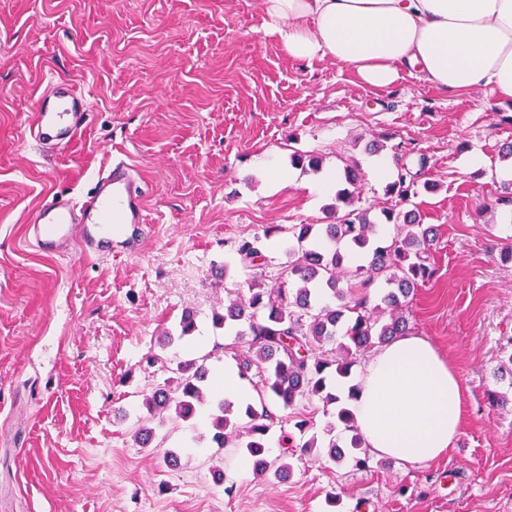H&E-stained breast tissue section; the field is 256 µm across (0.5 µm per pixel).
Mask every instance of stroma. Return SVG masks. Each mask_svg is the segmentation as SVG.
<instances>
[{
  "mask_svg": "<svg viewBox=\"0 0 512 512\" xmlns=\"http://www.w3.org/2000/svg\"><path fill=\"white\" fill-rule=\"evenodd\" d=\"M60 79L93 119L70 148L44 151L27 130ZM510 141L512 101L409 75L377 90L346 65L289 58L263 0H0V512H512V205L499 202L512 192L499 154ZM296 150L336 170L356 160L364 198L381 206L376 161L421 171L412 202L438 237L406 315L463 384L442 459L330 461L329 438L347 439L336 408L304 400L295 410L316 446L288 456L281 481L257 475L243 449L188 444L205 416L153 419L143 405L170 365L224 343L212 310L251 279L239 240L280 226L269 254L281 264L288 226L329 222L335 199L308 191L316 175L293 169ZM263 151L293 185L260 176ZM117 152L150 188L139 251L40 254L25 237L40 199H78ZM186 310L194 335L161 345ZM140 419L153 447L134 441ZM169 450L179 468L166 467Z\"/></svg>",
  "mask_w": 512,
  "mask_h": 512,
  "instance_id": "1",
  "label": "stroma"
}]
</instances>
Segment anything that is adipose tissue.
I'll return each instance as SVG.
<instances>
[{
    "mask_svg": "<svg viewBox=\"0 0 512 512\" xmlns=\"http://www.w3.org/2000/svg\"><path fill=\"white\" fill-rule=\"evenodd\" d=\"M267 29L294 60L352 67L383 90L410 73L459 93L512 101V0H263ZM350 402L366 445L414 465L444 457L463 420L453 363L419 336L381 347Z\"/></svg>",
    "mask_w": 512,
    "mask_h": 512,
    "instance_id": "1",
    "label": "adipose tissue"
}]
</instances>
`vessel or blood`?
Wrapping results in <instances>:
<instances>
[{"label":"vessel or blood","instance_id":"vessel-or-blood-1","mask_svg":"<svg viewBox=\"0 0 512 512\" xmlns=\"http://www.w3.org/2000/svg\"><path fill=\"white\" fill-rule=\"evenodd\" d=\"M90 120L84 95L59 80L39 95L29 133L38 147L65 148ZM146 195L142 176L124 155H115L78 201L44 196L26 226L27 238L47 256L75 250L94 258L111 256L114 244L131 247L142 238Z\"/></svg>","mask_w":512,"mask_h":512}]
</instances>
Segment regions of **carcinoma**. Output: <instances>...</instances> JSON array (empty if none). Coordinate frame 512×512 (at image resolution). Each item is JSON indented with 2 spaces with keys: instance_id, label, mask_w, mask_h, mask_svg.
Returning <instances> with one entry per match:
<instances>
[{
  "instance_id": "cac0c4a2",
  "label": "carcinoma",
  "mask_w": 512,
  "mask_h": 512,
  "mask_svg": "<svg viewBox=\"0 0 512 512\" xmlns=\"http://www.w3.org/2000/svg\"><path fill=\"white\" fill-rule=\"evenodd\" d=\"M290 160L312 172L322 163L320 156L308 152H296ZM417 177L409 167L397 166L385 195L398 203L364 206L362 172L355 162L345 165L343 187L336 190V205L331 207L336 219L288 228V264L279 282L268 286L255 275L247 293L228 292L224 307L212 311L213 327L232 333L240 345L235 354L239 376L249 380L254 371L261 378L259 405L248 402L238 408L225 399L211 382L208 357L202 356L177 361L171 369L174 385L158 386L145 396L148 413L163 417L172 411L182 421L207 413L211 443L245 449L259 475L290 471V464L270 459L264 444L280 420L274 405L286 410L314 397L326 407L335 404L336 417L349 433L350 451L364 448L353 414L340 405L336 381L350 375L361 353L407 335L403 307L430 275L429 255L437 236V228L422 223L417 209L406 207L417 195ZM384 225L392 226L394 234L382 245L379 234ZM276 231L269 227L263 236L235 245L244 268L263 266L265 242ZM355 250L364 252L363 263L348 267L345 259ZM376 282L380 287L372 298L364 289ZM179 328V335L166 332L161 341L168 345L192 336L197 330L194 312L182 315ZM340 332L345 341L338 343Z\"/></svg>"
}]
</instances>
